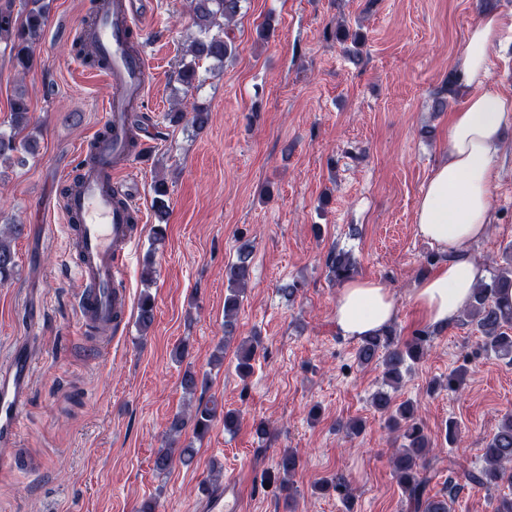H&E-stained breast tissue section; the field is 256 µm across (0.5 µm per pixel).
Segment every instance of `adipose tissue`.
I'll return each instance as SVG.
<instances>
[{
    "label": "adipose tissue",
    "instance_id": "obj_1",
    "mask_svg": "<svg viewBox=\"0 0 512 512\" xmlns=\"http://www.w3.org/2000/svg\"><path fill=\"white\" fill-rule=\"evenodd\" d=\"M506 26L499 11L487 10L470 28L454 62L465 100L450 116L446 156L430 172L416 205V233L442 261L415 283L409 298L434 328L454 323L485 277L471 247L488 233L493 171L505 152L503 131L512 126V97L492 82L490 70L491 51ZM397 310L394 293L381 282L350 279L336 301V331L353 340L374 335L393 324Z\"/></svg>",
    "mask_w": 512,
    "mask_h": 512
}]
</instances>
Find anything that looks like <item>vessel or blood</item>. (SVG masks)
Here are the masks:
<instances>
[{
	"instance_id": "b4317fda",
	"label": "vessel or blood",
	"mask_w": 512,
	"mask_h": 512,
	"mask_svg": "<svg viewBox=\"0 0 512 512\" xmlns=\"http://www.w3.org/2000/svg\"><path fill=\"white\" fill-rule=\"evenodd\" d=\"M152 0H98L96 19L84 28L107 58L102 73L110 95L97 132L90 139L95 158L81 162L61 195L64 230L73 247L71 266L83 284L75 301L83 332L102 334L122 321L129 294L124 267L144 222L141 200L130 183L142 150L127 146L130 108L141 107L148 84L145 51L128 52L129 37H142ZM34 375L26 343L0 360V466L19 461L16 448L30 404ZM241 491L235 479L207 490L197 512H239Z\"/></svg>"
}]
</instances>
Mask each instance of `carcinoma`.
I'll use <instances>...</instances> for the list:
<instances>
[{"label": "carcinoma", "mask_w": 512, "mask_h": 512, "mask_svg": "<svg viewBox=\"0 0 512 512\" xmlns=\"http://www.w3.org/2000/svg\"><path fill=\"white\" fill-rule=\"evenodd\" d=\"M243 0H189V10L196 36L191 41L187 55L190 60L181 61L175 73V81L181 86L183 97H188L198 87L197 63L211 59L218 65L235 57L238 45L230 38L229 29L241 13ZM50 0H23L20 17L13 16L12 5L0 9V40L11 46L14 66L25 73L35 62V46L49 20ZM75 55L83 58L86 65L100 67L106 59L86 50L84 39L73 44ZM12 126L19 129L30 123L29 104L24 91L14 96L10 106ZM170 123L179 124L190 119L198 130L208 123L207 107L194 103L187 113L183 101L167 113ZM37 142L31 137L16 140V134L0 132V160L7 155H16L17 163L25 162L24 155L36 152ZM154 207L161 215L166 213L168 187L159 180L154 183ZM251 249L243 242L236 260L224 266V280L228 294L224 298V340L217 346L216 360H224V348L236 339L237 312L250 279ZM16 265L14 254L4 232L0 230V283L12 278ZM325 270L330 281L341 285L357 273V260L349 250L331 247L324 259ZM512 289V248L505 249L501 261L496 264L487 280L474 288L472 301L463 311V319L475 326L479 333L480 346L498 359L512 362V303L502 298ZM154 319V300L146 295L138 307L137 322L140 327H149ZM395 330L388 328L374 335L360 339L356 358L362 366L379 363L383 368L382 385L371 398L375 412L386 417L387 425L400 446L389 457L392 473L401 486L406 502V512H452L455 496L448 492L443 495L430 494V468L432 465L431 439L424 431L419 416L420 405L405 400L396 403L395 393L401 387L411 364L423 358L426 335L420 334L403 344L395 341ZM261 341L257 336L242 339L236 346L237 370L246 378L252 370ZM218 404L213 400L200 403L187 415H177L168 427V439L181 434L189 425L197 437H203L216 419ZM224 431L234 433L238 429L240 414L227 410L222 413ZM194 449L162 448L154 459L158 471L171 469L176 461L186 462L193 457ZM300 466L298 455L291 449L282 452L277 471L282 474L281 488L286 492L285 506L294 503L292 476ZM464 483L475 488L506 487L512 489V412L505 413L497 429L490 435L483 453V465L477 470H464L460 474Z\"/></svg>", "instance_id": "cac0c4a2"}]
</instances>
